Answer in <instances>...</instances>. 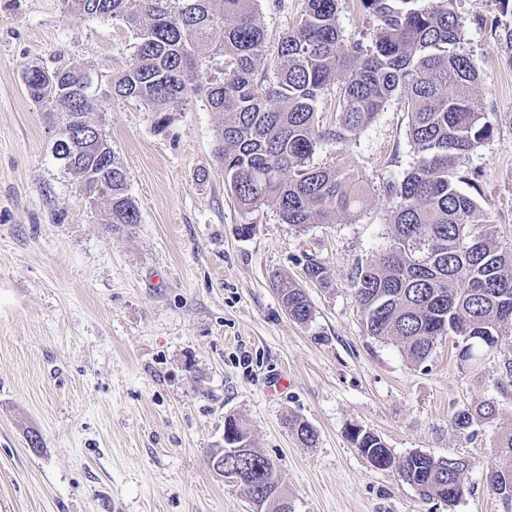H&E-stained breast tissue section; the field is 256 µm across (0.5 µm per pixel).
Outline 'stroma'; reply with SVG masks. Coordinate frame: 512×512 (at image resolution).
<instances>
[{
  "label": "stroma",
  "instance_id": "1",
  "mask_svg": "<svg viewBox=\"0 0 512 512\" xmlns=\"http://www.w3.org/2000/svg\"><path fill=\"white\" fill-rule=\"evenodd\" d=\"M303 7L261 0L269 50ZM453 8L483 75L472 105L497 118L493 136L462 159L461 189L512 244V47L501 36L512 8ZM339 24L342 51L371 44L357 0H340ZM134 45L125 24L66 13L63 0H0V512H256L246 488L211 466L230 418L274 462L292 512H503L485 472L512 423V387L501 385L512 336L476 367L448 338L418 366L395 342L366 334L354 300L357 265L392 241L386 184L419 161L401 98L356 140L313 157L360 177L358 217L298 228L267 206L241 211L213 163L222 116L204 98L160 131L146 103L112 97L93 119L140 215L115 232L55 158L61 120L31 102L21 71L80 66L104 91ZM247 223L253 233L239 235ZM311 259L328 286L305 277ZM279 275L305 291L309 322L288 315ZM280 377L287 387L271 391ZM483 400L494 401L495 420L475 435L456 430L452 416ZM296 417L314 427V444L288 429ZM356 426L398 459L466 460L462 497L451 508L422 501L396 469H376L351 447Z\"/></svg>",
  "mask_w": 512,
  "mask_h": 512
}]
</instances>
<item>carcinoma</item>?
Instances as JSON below:
<instances>
[{"label": "carcinoma", "instance_id": "carcinoma-1", "mask_svg": "<svg viewBox=\"0 0 512 512\" xmlns=\"http://www.w3.org/2000/svg\"><path fill=\"white\" fill-rule=\"evenodd\" d=\"M68 13L125 23L137 32L133 62L112 76L109 95L143 101L154 112L155 128L165 129L171 113L191 97L204 95L210 109L224 113L217 129L215 158L241 209L265 205L281 223L303 227L328 224L336 213L357 215L365 191L352 173L313 164L328 143L347 144L400 93L408 114V137L421 160L403 179L387 185L396 201L389 214L392 244L374 263L357 267L354 298L368 335L395 340L413 363L427 361L437 342L457 339V356L476 362L482 350L512 334V246L499 239L475 199L462 192L460 161L494 133L496 120L472 107L480 73L462 50L463 24L453 0H359L375 22L372 44L339 52L342 31L338 0H305L298 23L280 39L274 77L265 64L266 34L258 18L259 0H63ZM221 57L214 76L206 59ZM349 76L340 88L336 118L324 127L317 117L319 97L336 68ZM90 71L77 67L47 70L28 65L23 81L43 112L63 115L62 129L74 116L85 119L86 137L76 158L55 152L83 191L91 181L112 192L105 204L112 227L140 222L128 193L126 175L101 126L91 114L103 101L86 94ZM288 315L300 323L312 306L288 277L277 281ZM495 415L484 403L453 417L459 431L477 428ZM299 439L313 444L316 430L289 421ZM352 447L378 469L391 468L393 454L377 434L353 427ZM212 465L245 471L254 502L283 512L285 495L275 468L249 447L232 457L211 452ZM464 460L415 452L398 463L404 482L425 501L453 507L464 491ZM486 487L512 506V426L497 437Z\"/></svg>", "mask_w": 512, "mask_h": 512}]
</instances>
